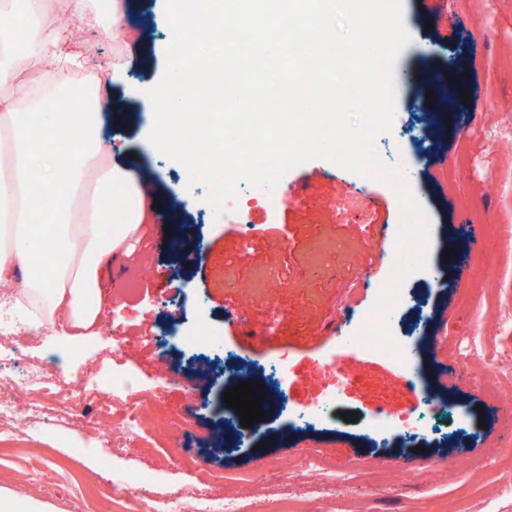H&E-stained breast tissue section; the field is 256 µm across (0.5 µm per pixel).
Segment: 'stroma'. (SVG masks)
I'll list each match as a JSON object with an SVG mask.
<instances>
[{"mask_svg":"<svg viewBox=\"0 0 512 512\" xmlns=\"http://www.w3.org/2000/svg\"><path fill=\"white\" fill-rule=\"evenodd\" d=\"M96 9L75 31L76 39L97 49L87 53L88 69L98 72L109 99L122 102L124 122L101 115V133L118 147L116 159L131 165L162 202L152 223L132 239L117 266L102 273L103 295L92 334L70 341L60 328L29 336V362L44 365L59 389L75 379L101 384L113 370L135 369L171 414L195 400L205 402L187 434L152 452L130 447L113 457L106 440L85 437V410L55 408L33 425L34 436L0 441V494L33 500L48 512H112L100 495L105 477L139 471L152 474L157 495L174 497L192 487L200 498L217 499L233 485L195 482L181 470L182 453L202 468L231 473L255 465L259 456L293 462L309 449L339 466L362 464L377 496L337 501L335 512H452L455 505L496 501V512H512V498L501 497L512 483L507 467L493 458L512 456L504 446L508 433L501 410L512 402V374L487 377L488 363L512 341V0H403L402 22L413 40L393 68L396 114L391 130L376 135L375 145L388 167L401 169L421 204L430 227V268L413 272L411 293L434 309L427 358L438 374L437 402L456 406L438 438L422 449L396 445L364 447L360 422L382 406L407 403L402 381L391 366L372 358L344 359L355 369L356 383L342 405L350 417L340 427L288 430L279 444L264 448L216 449L211 434L223 418V381L209 382L194 372L198 357L181 351L159 355L153 345L171 319L182 328L199 323L221 334L234 354L255 365L289 353L297 380L292 404L310 397L307 382L319 361L336 351L328 327L344 304L362 308L370 293H350L363 272L383 280L375 259L363 268L364 254L391 251L392 224L400 220L396 186L379 171L354 175L316 159L285 172L274 188L283 202L273 211L252 207L249 235L226 231L223 217L208 211L206 185L184 194L185 168L145 144V89L165 67L171 35L165 24V0H123V15L112 20V0H94ZM114 24L122 38L108 40L101 29ZM120 79H113V70ZM458 92L451 113H428L427 88ZM368 191L366 218L346 210L345 200ZM188 227L196 251L155 247L157 225ZM482 255L483 270L470 256ZM139 287L140 297H126ZM269 329L265 345L249 343L238 330V316ZM123 322L130 341L123 354L112 352V326ZM479 353L465 357L467 344ZM172 372L157 377L160 364ZM414 464L417 480H402L405 464Z\"/></svg>","mask_w":512,"mask_h":512,"instance_id":"stroma-1","label":"stroma"}]
</instances>
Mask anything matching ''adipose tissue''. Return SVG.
Returning a JSON list of instances; mask_svg holds the SVG:
<instances>
[{"mask_svg": "<svg viewBox=\"0 0 512 512\" xmlns=\"http://www.w3.org/2000/svg\"><path fill=\"white\" fill-rule=\"evenodd\" d=\"M28 17L0 6V281L16 286L13 308L35 323L75 330L97 318L104 268L122 255L155 211L113 145L100 135L107 106L74 73L84 56L68 26L46 21V0H23ZM71 149L68 168L58 157ZM41 186L53 206L37 215L19 194ZM43 219L56 254L50 269L31 263V223ZM114 223L110 236L99 227Z\"/></svg>", "mask_w": 512, "mask_h": 512, "instance_id": "ef3b65f1", "label": "adipose tissue"}]
</instances>
